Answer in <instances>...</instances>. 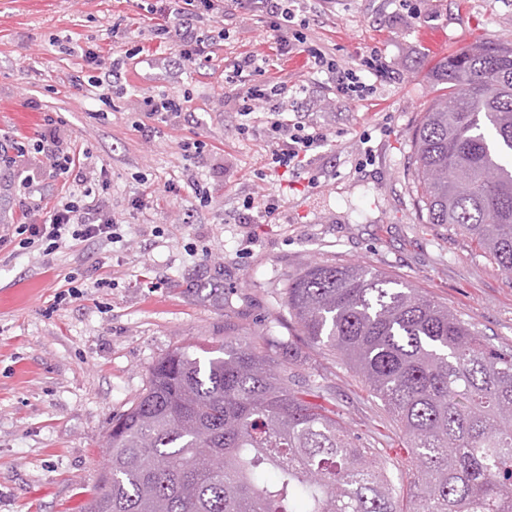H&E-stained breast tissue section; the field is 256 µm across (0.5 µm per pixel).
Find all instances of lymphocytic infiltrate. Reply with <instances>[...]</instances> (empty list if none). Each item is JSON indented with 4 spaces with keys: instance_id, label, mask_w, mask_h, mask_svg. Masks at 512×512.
Segmentation results:
<instances>
[{
    "instance_id": "lymphocytic-infiltrate-1",
    "label": "lymphocytic infiltrate",
    "mask_w": 512,
    "mask_h": 512,
    "mask_svg": "<svg viewBox=\"0 0 512 512\" xmlns=\"http://www.w3.org/2000/svg\"><path fill=\"white\" fill-rule=\"evenodd\" d=\"M245 2L250 11L259 13L261 21L270 30L278 32L277 50L280 54L290 53L294 44L306 45L311 64L317 70L331 74L337 97L356 102L366 100L373 94L374 87L368 84L367 78L383 68L378 51L360 54L356 66L342 67L326 51L308 44L304 31L308 29L310 21L308 17L297 16L288 0ZM216 8V0H159L154 11L163 16L165 22L158 26L157 33L161 36L176 35L180 59L191 60L202 56L208 40L200 34L197 20L199 16L213 12ZM224 81L239 88L241 115H250L258 109L266 112L268 120L265 131L271 145L274 170L300 171L307 155L325 143L327 136L318 127L298 119H285L284 99L288 89L282 82L266 78L264 67L254 57L246 55L234 60L224 70ZM13 148L21 155L29 149L44 155L53 173L72 176L76 185L74 192L58 202L43 223L17 226L16 233L22 238L23 248L40 243L46 245L47 249L55 250L65 245L70 238L116 239V225L110 219L97 215L95 208L88 203L94 190H108V179L89 184L80 158L62 148L52 134L39 138L33 147L17 142Z\"/></svg>"
}]
</instances>
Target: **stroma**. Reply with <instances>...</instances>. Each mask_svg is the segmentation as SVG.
Returning a JSON list of instances; mask_svg holds the SVG:
<instances>
[{"label":"stroma","mask_w":512,"mask_h":512,"mask_svg":"<svg viewBox=\"0 0 512 512\" xmlns=\"http://www.w3.org/2000/svg\"><path fill=\"white\" fill-rule=\"evenodd\" d=\"M420 16L395 0H303L307 37L345 67L378 50L385 70L362 102L338 98L326 74L276 60L271 74L305 90L303 118L324 131L308 162L316 186L268 172L265 118L241 136L236 93L224 69L245 54L269 55L274 32L239 0H221L199 26L214 39L203 60L177 66L173 39L156 38L146 0H0V512H76L107 462L112 419L145 388L151 366L190 343H264L272 359L294 343L297 371L325 385L346 427L367 435L383 410L337 358L298 336L279 281L313 263L374 265L476 322L512 349V276L468 240L424 223L417 207L411 134L439 93L428 68L484 39L512 45V0H417ZM139 55L121 70L123 93L99 100L87 52L103 62ZM189 94L190 120L156 123L145 135L143 100ZM56 131L84 150L88 180L107 175L106 216L116 241L21 248L19 224L42 223L64 195L39 155L12 145ZM205 141L198 158L185 145ZM267 171L258 180V171ZM206 183L209 207L184 223L191 194L168 180ZM274 196L273 216L245 195ZM77 286L81 296L56 303Z\"/></svg>","instance_id":"obj_1"}]
</instances>
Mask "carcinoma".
<instances>
[{"mask_svg":"<svg viewBox=\"0 0 512 512\" xmlns=\"http://www.w3.org/2000/svg\"><path fill=\"white\" fill-rule=\"evenodd\" d=\"M433 74L448 93L412 134L418 206L511 275L512 47L479 41ZM283 294L387 422L360 442L259 344L177 348L112 419L81 512H512V350L369 265H309Z\"/></svg>","mask_w":512,"mask_h":512,"instance_id":"carcinoma-1","label":"carcinoma"}]
</instances>
